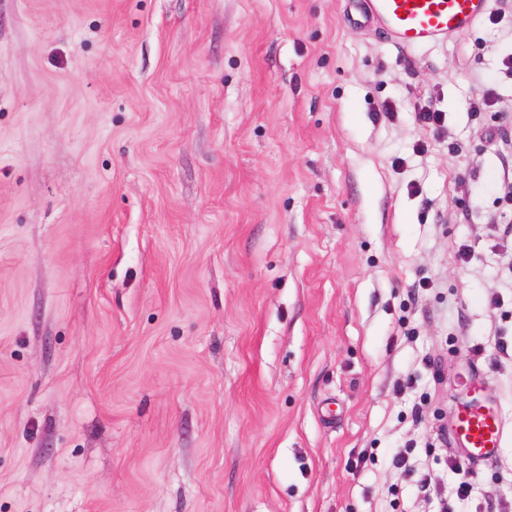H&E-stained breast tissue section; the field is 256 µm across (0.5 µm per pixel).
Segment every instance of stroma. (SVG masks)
<instances>
[{"instance_id":"35a3bbf8","label":"stroma","mask_w":512,"mask_h":512,"mask_svg":"<svg viewBox=\"0 0 512 512\" xmlns=\"http://www.w3.org/2000/svg\"><path fill=\"white\" fill-rule=\"evenodd\" d=\"M362 8L0 0V512H512V0ZM364 23L385 28L399 45L434 44L469 31L483 20L491 0H365ZM503 436V418L492 405L473 397L457 408L455 439L467 467H476L495 458Z\"/></svg>"}]
</instances>
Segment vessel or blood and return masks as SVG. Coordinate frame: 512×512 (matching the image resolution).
I'll return each instance as SVG.
<instances>
[{
  "label": "vessel or blood",
  "mask_w": 512,
  "mask_h": 512,
  "mask_svg": "<svg viewBox=\"0 0 512 512\" xmlns=\"http://www.w3.org/2000/svg\"><path fill=\"white\" fill-rule=\"evenodd\" d=\"M491 0H366V23L385 28L399 45L434 44L472 29L490 10ZM504 436L500 412L479 398L460 405L455 439L467 467L484 464L498 454Z\"/></svg>",
  "instance_id": "1"
}]
</instances>
